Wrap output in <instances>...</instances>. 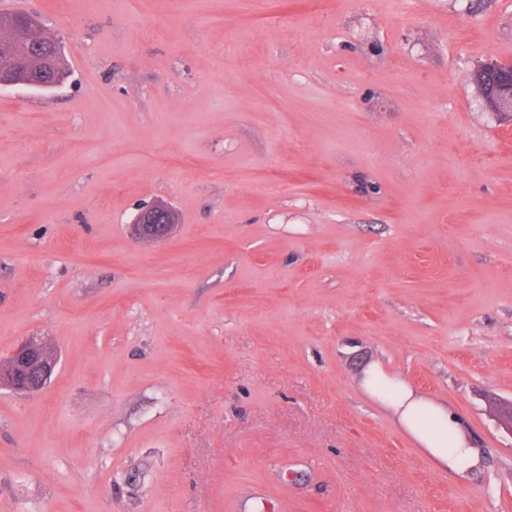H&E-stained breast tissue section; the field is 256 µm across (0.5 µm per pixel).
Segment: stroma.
Here are the masks:
<instances>
[{"label":"stroma","mask_w":512,"mask_h":512,"mask_svg":"<svg viewBox=\"0 0 512 512\" xmlns=\"http://www.w3.org/2000/svg\"><path fill=\"white\" fill-rule=\"evenodd\" d=\"M69 76L0 86V512H512V0H0ZM176 214L134 242L145 206ZM380 364L485 455L435 468ZM55 369L54 351L40 338L29 336L1 362L0 387L6 386L19 395H33L51 380ZM21 374L25 376L23 381Z\"/></svg>","instance_id":"35a3bbf8"}]
</instances>
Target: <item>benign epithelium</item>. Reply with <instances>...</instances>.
I'll return each mask as SVG.
<instances>
[{"instance_id": "1", "label": "benign epithelium", "mask_w": 512, "mask_h": 512, "mask_svg": "<svg viewBox=\"0 0 512 512\" xmlns=\"http://www.w3.org/2000/svg\"><path fill=\"white\" fill-rule=\"evenodd\" d=\"M483 70L495 72L508 86L512 84V63L492 61L483 65ZM483 99L493 112L512 111L507 100L496 89L486 92ZM175 223L171 208L154 204L137 215L133 224L134 236L140 241H161L170 236ZM55 369L54 351L42 343L41 339L29 336L0 363V387L6 386L19 395H33L51 380ZM493 408L501 428L512 436V401L498 400L493 403Z\"/></svg>"}]
</instances>
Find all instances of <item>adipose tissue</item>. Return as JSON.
Here are the masks:
<instances>
[{
	"instance_id": "1",
	"label": "adipose tissue",
	"mask_w": 512,
	"mask_h": 512,
	"mask_svg": "<svg viewBox=\"0 0 512 512\" xmlns=\"http://www.w3.org/2000/svg\"><path fill=\"white\" fill-rule=\"evenodd\" d=\"M362 384L371 397L391 410L438 469L464 475L480 468L481 451L466 435L458 413L415 393L404 380L388 375L377 364L364 370Z\"/></svg>"
}]
</instances>
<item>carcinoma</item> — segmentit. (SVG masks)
Returning <instances> with one entry per match:
<instances>
[{"instance_id":"obj_1","label":"carcinoma","mask_w":512,"mask_h":512,"mask_svg":"<svg viewBox=\"0 0 512 512\" xmlns=\"http://www.w3.org/2000/svg\"><path fill=\"white\" fill-rule=\"evenodd\" d=\"M0 81L49 90L67 75L64 49L33 21L19 13H0Z\"/></svg>"}]
</instances>
